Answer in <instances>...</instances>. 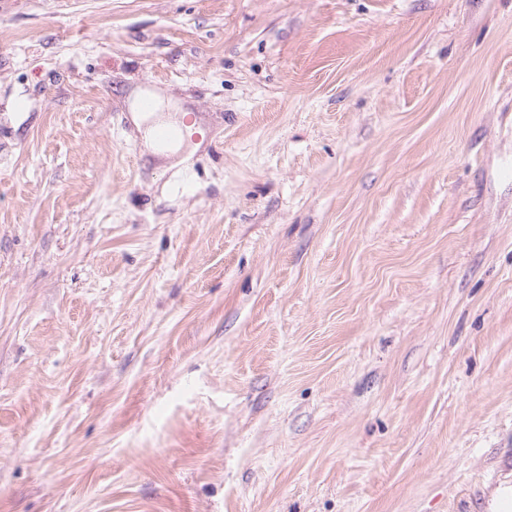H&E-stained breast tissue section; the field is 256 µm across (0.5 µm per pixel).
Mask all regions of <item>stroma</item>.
<instances>
[{
  "mask_svg": "<svg viewBox=\"0 0 512 512\" xmlns=\"http://www.w3.org/2000/svg\"><path fill=\"white\" fill-rule=\"evenodd\" d=\"M505 487L512 0H0V512ZM145 97H148L152 102V104L149 101H144L143 103L145 109H149L152 105L149 110H141L139 107L140 100ZM127 101L129 112H131V121L141 134L146 153L159 160L171 161L176 159L185 145V133L190 130V127H185L184 123L179 121L177 116L172 119L160 113L183 112L182 117H184L188 111L176 107L164 90L155 88H134L130 91ZM161 124L180 127L184 134L176 141L162 145L156 139V130ZM175 136L176 132L171 128L159 127L157 130V138L162 142L170 141Z\"/></svg>",
  "mask_w": 512,
  "mask_h": 512,
  "instance_id": "35a3bbf8",
  "label": "stroma"
}]
</instances>
